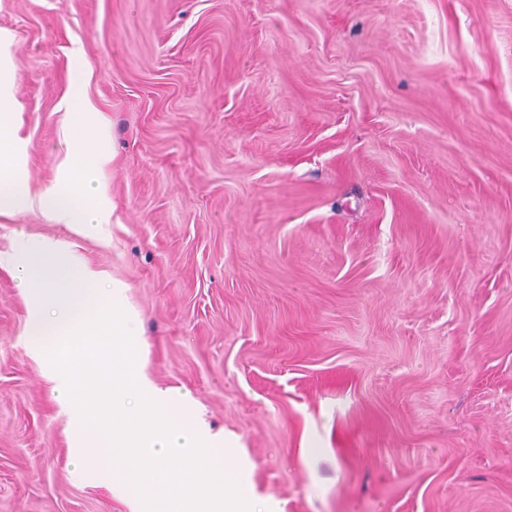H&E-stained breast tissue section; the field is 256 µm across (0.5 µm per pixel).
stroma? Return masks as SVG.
Masks as SVG:
<instances>
[{
    "mask_svg": "<svg viewBox=\"0 0 512 512\" xmlns=\"http://www.w3.org/2000/svg\"><path fill=\"white\" fill-rule=\"evenodd\" d=\"M32 190L74 72L108 121L96 235L0 216L124 288L280 512H512V0H0ZM0 267V512H129Z\"/></svg>",
    "mask_w": 512,
    "mask_h": 512,
    "instance_id": "stroma-1",
    "label": "stroma"
}]
</instances>
